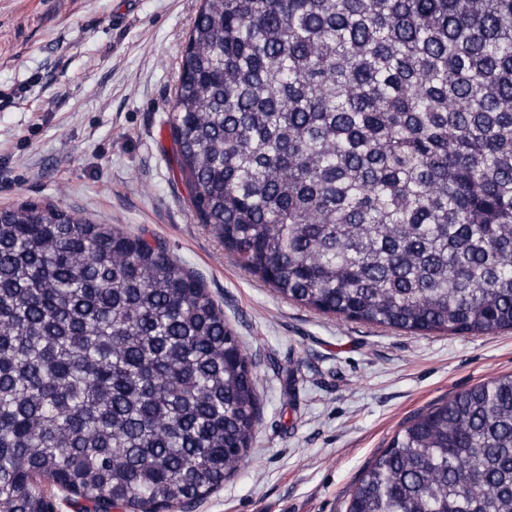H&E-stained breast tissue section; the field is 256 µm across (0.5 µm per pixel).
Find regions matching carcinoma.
I'll use <instances>...</instances> for the list:
<instances>
[{
    "label": "carcinoma",
    "mask_w": 512,
    "mask_h": 512,
    "mask_svg": "<svg viewBox=\"0 0 512 512\" xmlns=\"http://www.w3.org/2000/svg\"><path fill=\"white\" fill-rule=\"evenodd\" d=\"M193 216L280 296L411 333L512 329V0H201L168 112ZM252 363L160 242L0 209V508L36 478L179 508L247 462ZM347 512H512V374L414 416Z\"/></svg>",
    "instance_id": "1"
}]
</instances>
